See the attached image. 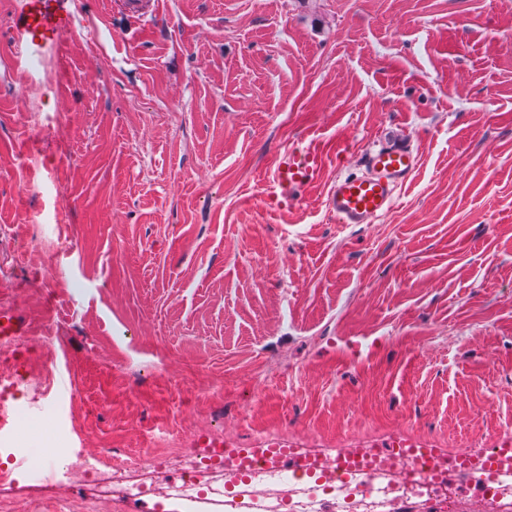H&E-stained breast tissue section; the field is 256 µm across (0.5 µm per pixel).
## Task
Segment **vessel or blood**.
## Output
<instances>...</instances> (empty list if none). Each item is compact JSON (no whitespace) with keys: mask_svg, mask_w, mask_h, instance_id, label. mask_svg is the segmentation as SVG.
Masks as SVG:
<instances>
[{"mask_svg":"<svg viewBox=\"0 0 512 512\" xmlns=\"http://www.w3.org/2000/svg\"><path fill=\"white\" fill-rule=\"evenodd\" d=\"M72 4L73 0H19L10 28L29 50L54 47L73 26ZM323 165L324 157L314 147L284 152L268 175L271 194L284 203L294 200L317 179ZM364 166L362 175L337 177L330 188L328 208L338 223L369 224L387 213L417 171L419 156L410 145L386 142L366 153Z\"/></svg>","mask_w":512,"mask_h":512,"instance_id":"vessel-or-blood-1","label":"vessel or blood"}]
</instances>
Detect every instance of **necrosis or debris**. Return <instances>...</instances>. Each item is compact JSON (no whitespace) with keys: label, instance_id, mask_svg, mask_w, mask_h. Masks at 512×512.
<instances>
[{"label":"necrosis or debris","instance_id":"obj_1","mask_svg":"<svg viewBox=\"0 0 512 512\" xmlns=\"http://www.w3.org/2000/svg\"><path fill=\"white\" fill-rule=\"evenodd\" d=\"M28 454L36 461L46 455L62 458L61 478L88 486L101 504L158 495L191 507L222 501L232 486L236 512H402L408 506L417 512H461L463 488L469 485L491 512H512V459L500 460L492 449L479 453L478 465L461 485L449 473L456 462L447 455L426 466L400 450L371 446L343 448L329 457L300 453L301 467L288 479L263 449H209L179 460L178 480L168 484L162 481L170 466L163 456L133 467L113 466L71 452L56 436Z\"/></svg>","mask_w":512,"mask_h":512}]
</instances>
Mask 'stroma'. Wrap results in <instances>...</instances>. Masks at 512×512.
Masks as SVG:
<instances>
[{"mask_svg":"<svg viewBox=\"0 0 512 512\" xmlns=\"http://www.w3.org/2000/svg\"><path fill=\"white\" fill-rule=\"evenodd\" d=\"M16 2L0 308L27 342L0 353L18 383L0 468L55 422L114 465L201 437L455 454L512 436V0H74L40 69ZM389 138L418 152L413 180L374 224L337 223L332 181ZM300 141L325 166L283 204L266 177ZM11 494L14 512L75 496Z\"/></svg>","mask_w":512,"mask_h":512,"instance_id":"stroma-1","label":"stroma"}]
</instances>
